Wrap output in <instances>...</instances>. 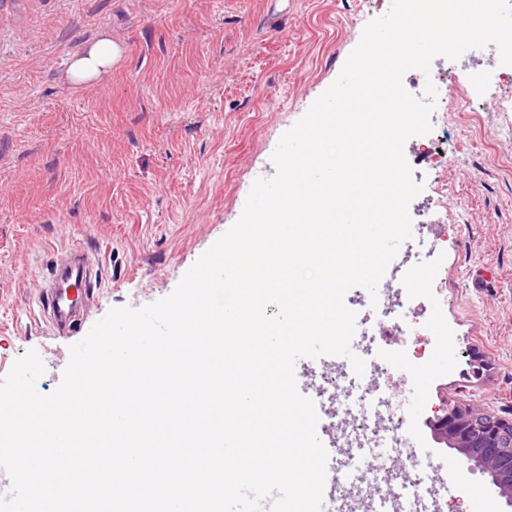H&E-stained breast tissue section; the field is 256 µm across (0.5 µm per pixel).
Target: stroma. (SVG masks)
<instances>
[{"mask_svg":"<svg viewBox=\"0 0 512 512\" xmlns=\"http://www.w3.org/2000/svg\"><path fill=\"white\" fill-rule=\"evenodd\" d=\"M392 0H0V379L25 352L45 365L36 388L53 393L72 339L54 336L40 309L41 276L66 249H85L104 281L90 322L111 309L170 295L240 218L256 179L275 173L282 135L338 78L365 26ZM109 29L125 54L101 81L75 90L71 55ZM434 65L486 72L490 93L438 128L444 168L404 154L422 192L418 220L447 216L440 275L401 282L439 299L419 310L424 340L448 339L407 363L405 339L383 357L393 391L447 469L450 512H503L486 477L424 426L444 399L474 401L512 417V85H499L489 54ZM488 365L469 382L468 355ZM340 357L302 358L297 388L329 405L321 376Z\"/></svg>","mask_w":512,"mask_h":512,"instance_id":"1","label":"stroma"}]
</instances>
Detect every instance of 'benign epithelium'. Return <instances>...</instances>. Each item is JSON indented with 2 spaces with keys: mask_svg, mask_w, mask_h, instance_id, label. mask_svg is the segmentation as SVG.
Masks as SVG:
<instances>
[{
  "mask_svg": "<svg viewBox=\"0 0 512 512\" xmlns=\"http://www.w3.org/2000/svg\"><path fill=\"white\" fill-rule=\"evenodd\" d=\"M432 440L466 458L512 509V417L470 403H444L428 420Z\"/></svg>",
  "mask_w": 512,
  "mask_h": 512,
  "instance_id": "benign-epithelium-1",
  "label": "benign epithelium"
}]
</instances>
